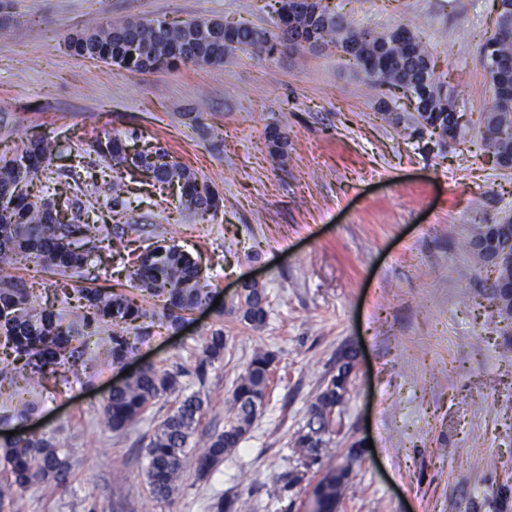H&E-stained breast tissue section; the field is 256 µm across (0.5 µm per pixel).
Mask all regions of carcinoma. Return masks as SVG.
Wrapping results in <instances>:
<instances>
[{
    "label": "carcinoma",
    "mask_w": 512,
    "mask_h": 512,
    "mask_svg": "<svg viewBox=\"0 0 512 512\" xmlns=\"http://www.w3.org/2000/svg\"><path fill=\"white\" fill-rule=\"evenodd\" d=\"M312 7L329 17L321 30L306 29V39L345 40L357 32L346 21L336 22L333 9L316 0ZM213 19L196 18L184 22L162 19L142 21L127 31L124 22H100L82 32L65 37L69 51L78 57L96 59L131 74L152 73L181 65L218 66L240 45L253 43L257 51L272 54L280 45V36L272 31H256L248 26L230 33L211 29ZM97 156L106 159L89 178L107 188L115 206L123 204L120 169L131 166L126 143L117 137H96L90 144ZM84 149L70 148L73 164L68 175L75 191H82ZM57 140L38 137L17 156L0 164V390L14 394L31 393L45 385L59 369L76 370L86 366L89 340L103 327L112 328L105 355L114 364L123 363L133 352L130 331L142 330L156 313L148 311L136 297L123 291L102 292L76 288L79 305L76 320L38 307L36 297L24 284L2 274L4 267L22 260L37 263L78 279L90 275L93 254L112 242V229L98 224L80 223V215L63 220L59 213L81 204L78 196L68 197L52 187L51 161L59 156ZM156 158L146 164L152 179L162 185H178L181 205L203 215L217 211L219 196L199 183L190 168L175 160L162 146ZM43 178L44 198L31 192L30 186ZM129 278L141 296L163 302L161 316L172 328H178L184 315L207 303L210 290L196 262L174 244L155 242L135 259ZM266 294L262 288L246 289L233 311L245 323L257 327L267 317ZM224 330L219 328L205 338L199 355V367L224 357ZM275 356L269 351L254 353L243 375L237 380L232 399V414L224 430L209 435L205 448L190 454L189 440L198 430L203 416V400L195 393L179 389L177 374L154 364L141 367L113 386L102 408L106 425L123 431L138 422L164 394L178 397L176 408L157 426L145 445V477L149 493L160 501H169L180 489L188 465L199 476L208 474L224 460V455L238 447L254 422L262 414ZM344 383L322 388L310 405L304 429L296 444L312 457L311 465L322 464L329 454L326 435L332 417L323 407L336 404ZM72 465L67 452L51 436L34 435L22 426L16 434L0 439V509L13 494L37 484L51 490L67 486ZM350 463L331 465L324 479L323 512H336V497L342 496L348 483ZM247 501L218 499L212 512H245Z\"/></svg>",
    "instance_id": "1"
}]
</instances>
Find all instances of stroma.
I'll list each match as a JSON object with an SVG mask.
<instances>
[{
    "mask_svg": "<svg viewBox=\"0 0 512 512\" xmlns=\"http://www.w3.org/2000/svg\"><path fill=\"white\" fill-rule=\"evenodd\" d=\"M0 156L31 137L90 143L116 134L160 143L223 200L216 215L184 209L177 189L125 175L130 208L104 219L132 223L103 250L92 282L131 292L136 252L174 239L197 262L212 298L231 302L245 277L268 298L263 326L206 306L182 328L154 323L125 365L98 359L29 395L30 427L67 449V490L34 486L0 512H211L220 496L249 512H307L319 476L295 440L308 408L355 351L352 383L330 434L334 463L356 451L337 512H512V316L499 313L493 270L462 241L475 227L512 220V171L481 135L494 89L479 50L496 0H330L354 27H408L431 54L466 128L453 143L414 133L408 97L372 88L335 51L229 56L134 75L74 56L67 34L93 21L220 18L268 30L274 0H0ZM288 136L284 155L271 132ZM223 328L222 360L197 377L202 341ZM276 356L261 417L204 478L187 471L178 494L155 500L144 445L175 408L157 399L117 433L102 405L124 371L155 363L179 373L204 402L191 448L221 431L253 354Z\"/></svg>",
    "mask_w": 512,
    "mask_h": 512,
    "instance_id": "35a3bbf8",
    "label": "stroma"
}]
</instances>
